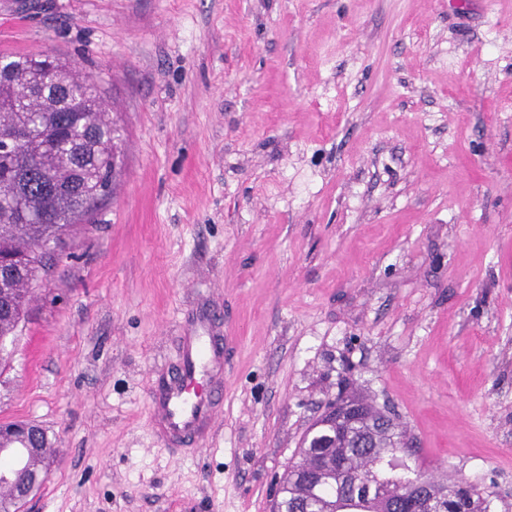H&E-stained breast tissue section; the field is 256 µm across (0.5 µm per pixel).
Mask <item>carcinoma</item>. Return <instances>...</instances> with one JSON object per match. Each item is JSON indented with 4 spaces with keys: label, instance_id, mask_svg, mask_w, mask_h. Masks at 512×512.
<instances>
[{
    "label": "carcinoma",
    "instance_id": "carcinoma-1",
    "mask_svg": "<svg viewBox=\"0 0 512 512\" xmlns=\"http://www.w3.org/2000/svg\"><path fill=\"white\" fill-rule=\"evenodd\" d=\"M58 69L61 78L30 89L16 111L0 113V130L23 128L17 151L0 154V252L27 256L8 296L0 294V338L15 339L30 302V284L40 278L53 251L98 201L112 193V141L120 134L89 75L46 54L10 57L0 71V105H12L35 68ZM363 415L350 421L327 411L304 436L290 462L272 512H391L407 492L408 472H422L410 438L372 405L358 400ZM431 506L444 512H492L493 495L459 479L433 481Z\"/></svg>",
    "mask_w": 512,
    "mask_h": 512
}]
</instances>
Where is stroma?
<instances>
[{
  "label": "stroma",
  "mask_w": 512,
  "mask_h": 512,
  "mask_svg": "<svg viewBox=\"0 0 512 512\" xmlns=\"http://www.w3.org/2000/svg\"><path fill=\"white\" fill-rule=\"evenodd\" d=\"M42 53L123 171L0 369L58 449L23 512H271L341 393L512 512V0H0V54ZM203 296L224 410L169 450L147 392Z\"/></svg>",
  "instance_id": "stroma-1"
}]
</instances>
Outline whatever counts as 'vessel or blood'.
Listing matches in <instances>:
<instances>
[{
  "label": "vessel or blood",
  "instance_id": "b4317fda",
  "mask_svg": "<svg viewBox=\"0 0 512 512\" xmlns=\"http://www.w3.org/2000/svg\"><path fill=\"white\" fill-rule=\"evenodd\" d=\"M148 399L155 437L177 448L200 445L224 404V339L211 316L186 322L178 361L159 376Z\"/></svg>",
  "mask_w": 512,
  "mask_h": 512
}]
</instances>
